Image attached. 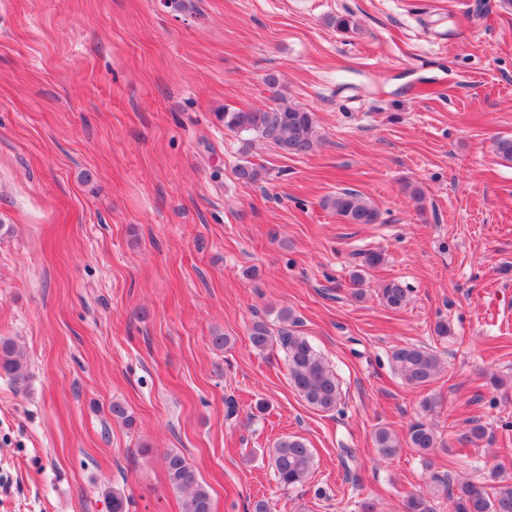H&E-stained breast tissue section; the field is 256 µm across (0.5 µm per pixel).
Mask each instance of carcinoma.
Returning <instances> with one entry per match:
<instances>
[{
	"label": "carcinoma",
	"mask_w": 512,
	"mask_h": 512,
	"mask_svg": "<svg viewBox=\"0 0 512 512\" xmlns=\"http://www.w3.org/2000/svg\"><path fill=\"white\" fill-rule=\"evenodd\" d=\"M265 84L276 91L275 103L264 109H230L218 115L224 128L247 135L246 146L256 140L272 145L282 156H305L319 144L313 113L288 102L278 92L280 77L268 73ZM238 180L254 184L262 179L253 164H241L236 169ZM323 206L332 210L345 224H376L378 209L361 193L346 189L324 200ZM411 289L401 281L392 279L382 284L378 297L383 306L400 310L408 305ZM283 323L279 343L286 353L290 382L298 395L311 407L323 412L336 410L342 395L333 369L324 361L310 340L298 330L299 320L289 308L277 313ZM250 341L258 351L273 346L270 330L265 322L256 321L250 329ZM24 353L11 339H0V374L15 382L24 379ZM394 372L409 388L428 386L444 369V361L437 351L422 345L406 344L391 353ZM379 455L390 459L407 446L422 456H429L439 448L434 429L422 420L408 426L401 438L387 427H379L373 434ZM165 470L170 485L185 494L183 512H212L209 491L203 486L196 470L179 453L165 455ZM270 464L274 477L284 488L304 484L311 476L315 460L307 444L300 438L287 437L277 442L270 451ZM434 486L427 492L410 496L405 512H435L434 501L444 496L451 501V512H512V477L503 469H490L484 481L467 477L433 479ZM111 512H128L129 498L124 491L112 488L106 492Z\"/></svg>",
	"instance_id": "obj_1"
}]
</instances>
